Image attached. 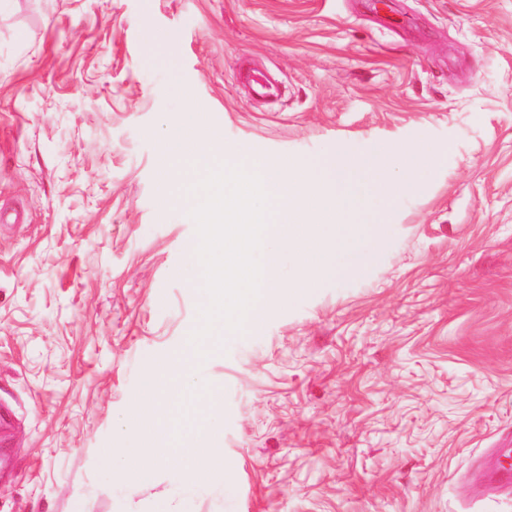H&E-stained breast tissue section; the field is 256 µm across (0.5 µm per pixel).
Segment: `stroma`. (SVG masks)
Returning <instances> with one entry per match:
<instances>
[{
	"instance_id": "stroma-1",
	"label": "stroma",
	"mask_w": 512,
	"mask_h": 512,
	"mask_svg": "<svg viewBox=\"0 0 512 512\" xmlns=\"http://www.w3.org/2000/svg\"><path fill=\"white\" fill-rule=\"evenodd\" d=\"M190 110L289 177L431 156L367 275L199 365L223 476L135 487L132 400L200 322L157 164ZM2 208L0 512H512L473 475L512 440V0H0Z\"/></svg>"
}]
</instances>
